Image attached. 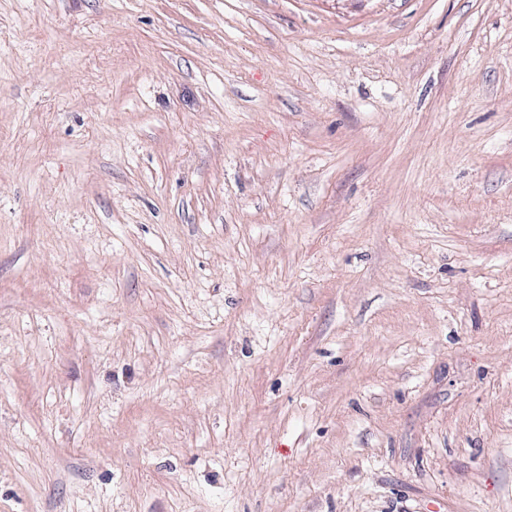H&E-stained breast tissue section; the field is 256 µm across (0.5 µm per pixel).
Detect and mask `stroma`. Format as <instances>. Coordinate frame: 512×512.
Wrapping results in <instances>:
<instances>
[{"label": "stroma", "instance_id": "stroma-1", "mask_svg": "<svg viewBox=\"0 0 512 512\" xmlns=\"http://www.w3.org/2000/svg\"><path fill=\"white\" fill-rule=\"evenodd\" d=\"M0 512H512V0H0Z\"/></svg>", "mask_w": 512, "mask_h": 512}]
</instances>
